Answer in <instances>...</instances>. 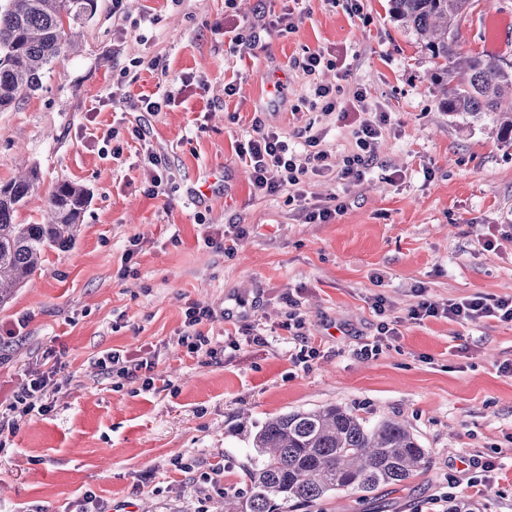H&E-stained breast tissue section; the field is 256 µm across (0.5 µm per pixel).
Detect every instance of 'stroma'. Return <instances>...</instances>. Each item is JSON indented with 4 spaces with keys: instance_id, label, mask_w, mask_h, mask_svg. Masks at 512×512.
I'll list each match as a JSON object with an SVG mask.
<instances>
[{
    "instance_id": "35a3bbf8",
    "label": "stroma",
    "mask_w": 512,
    "mask_h": 512,
    "mask_svg": "<svg viewBox=\"0 0 512 512\" xmlns=\"http://www.w3.org/2000/svg\"><path fill=\"white\" fill-rule=\"evenodd\" d=\"M490 14L511 23L512 0H472L459 50L512 64V33L490 42ZM281 16L288 32L251 41L252 26ZM313 52L326 63L311 74L301 62ZM432 68L389 0H97L79 52L0 112V182L22 167L39 175L18 223H40L61 181L90 193L74 245L47 251L0 307V390L48 355L64 364L54 410L21 423L0 453V512H75L88 491L107 512H224L225 494L249 486L240 412L262 421L327 405L369 425L404 421L428 463L403 484L339 490L303 512H444L450 500L512 512V323L410 317L423 297H512V144L492 117L449 116ZM318 83L345 98L365 90L390 115L360 185L337 177L355 140L315 105ZM171 93L159 112L112 108ZM257 116L300 153L301 130L321 134L331 168L305 189L312 203L339 199L336 220L305 223L287 192H254L239 149ZM147 143L167 159L156 188ZM289 294L303 330L289 325ZM191 303L214 312L201 330L217 359L178 343ZM382 321L396 336L362 357ZM248 331L265 344L244 345ZM113 348L158 351L153 390L100 375L94 361ZM219 462L223 480L202 483Z\"/></svg>"
}]
</instances>
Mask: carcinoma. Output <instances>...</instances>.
I'll use <instances>...</instances> for the list:
<instances>
[{
    "mask_svg": "<svg viewBox=\"0 0 512 512\" xmlns=\"http://www.w3.org/2000/svg\"><path fill=\"white\" fill-rule=\"evenodd\" d=\"M393 17L424 42L435 65L431 80L448 114L492 115L512 135V66L458 51L457 18L470 0H391ZM96 0H0V111L39 89L44 73L75 50L67 33L89 19ZM38 172L0 182V304L41 266L51 249L71 247L88 191L63 181L50 192L42 224H18L16 212ZM249 495L224 498V512H278L276 500L312 503L353 489L371 493L399 485L426 463L407 425L388 418L373 426L337 406L286 412L253 425Z\"/></svg>",
    "mask_w": 512,
    "mask_h": 512,
    "instance_id": "carcinoma-1",
    "label": "carcinoma"
}]
</instances>
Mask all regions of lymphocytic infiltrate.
<instances>
[{
    "label": "lymphocytic infiltrate",
    "mask_w": 512,
    "mask_h": 512,
    "mask_svg": "<svg viewBox=\"0 0 512 512\" xmlns=\"http://www.w3.org/2000/svg\"><path fill=\"white\" fill-rule=\"evenodd\" d=\"M316 99L322 102L328 113H337L339 119H353L352 135L357 150L345 156L339 177L348 185H355L365 179L368 169L376 159V150L382 130L388 122V115L378 112L366 113V94L355 91L351 98L343 100L336 88L328 85L316 86ZM255 135L241 150V157L251 169V182L255 192L273 195L284 187L299 185L307 172H318L326 167L328 155L319 150L318 135L311 134L305 139L310 149L306 165H297L287 141L263 120L254 119ZM213 315L211 309L189 305L184 312V332L178 338L188 353L196 356L215 357L218 350L211 336L203 334L199 326ZM445 317L456 321L476 318H494L512 322V298L476 296L458 302L437 303L421 300L411 311V317L420 320L427 317ZM155 353L139 350L129 352L112 349L101 352L95 364L106 378L126 381L137 379L143 390H152L155 379ZM57 368L46 371H28L24 380L13 390L10 397L0 402V450L9 447L12 437L20 425L32 416L48 415L54 409V399L61 385L56 375Z\"/></svg>",
    "instance_id": "lymphocytic-infiltrate-1"
}]
</instances>
